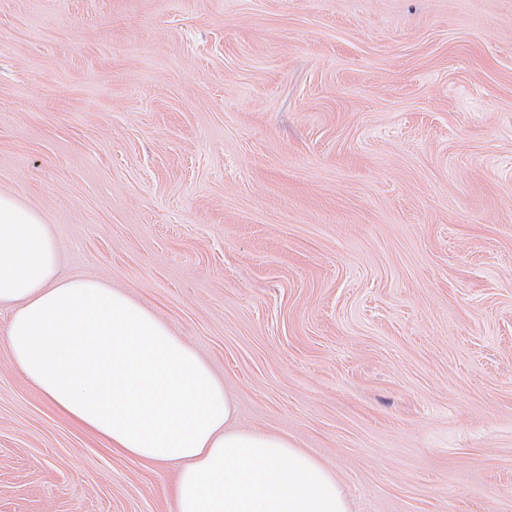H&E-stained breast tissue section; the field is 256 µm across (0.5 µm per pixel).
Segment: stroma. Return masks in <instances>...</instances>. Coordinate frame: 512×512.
Wrapping results in <instances>:
<instances>
[{"label":"stroma","mask_w":512,"mask_h":512,"mask_svg":"<svg viewBox=\"0 0 512 512\" xmlns=\"http://www.w3.org/2000/svg\"><path fill=\"white\" fill-rule=\"evenodd\" d=\"M0 190L349 512H512V0H0ZM9 317L0 512H173Z\"/></svg>","instance_id":"stroma-1"}]
</instances>
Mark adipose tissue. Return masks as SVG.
Returning <instances> with one entry per match:
<instances>
[{"mask_svg": "<svg viewBox=\"0 0 512 512\" xmlns=\"http://www.w3.org/2000/svg\"><path fill=\"white\" fill-rule=\"evenodd\" d=\"M58 263L42 212L0 191L6 342L52 407L130 459L176 466V512H348L320 461L235 428L223 383L165 321L105 283L59 279Z\"/></svg>", "mask_w": 512, "mask_h": 512, "instance_id": "ef3b65f1", "label": "adipose tissue"}]
</instances>
